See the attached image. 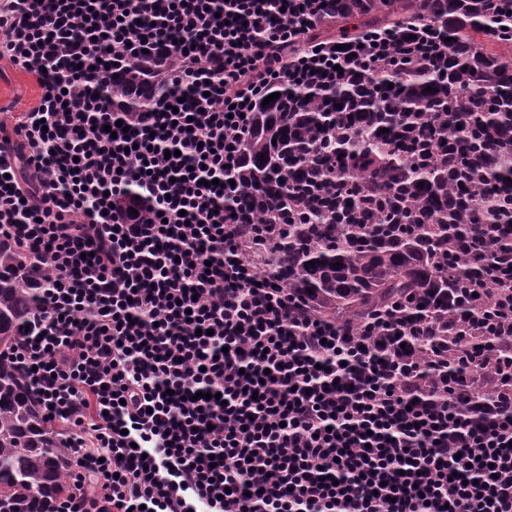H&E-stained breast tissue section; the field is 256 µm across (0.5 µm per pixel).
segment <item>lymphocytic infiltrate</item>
Returning a JSON list of instances; mask_svg holds the SVG:
<instances>
[{
    "label": "lymphocytic infiltrate",
    "instance_id": "lymphocytic-infiltrate-1",
    "mask_svg": "<svg viewBox=\"0 0 512 512\" xmlns=\"http://www.w3.org/2000/svg\"><path fill=\"white\" fill-rule=\"evenodd\" d=\"M323 0H0L39 101L0 131V237L45 272L7 356L68 448L59 512H512V331L454 375L396 311L360 333L260 273L281 235L224 200L249 116L389 33L310 39ZM170 57L152 111L116 69ZM124 131L110 135L109 126ZM152 66L133 64L112 75V100L125 106V112H146L140 97L146 98ZM117 75V78H114Z\"/></svg>",
    "mask_w": 512,
    "mask_h": 512
}]
</instances>
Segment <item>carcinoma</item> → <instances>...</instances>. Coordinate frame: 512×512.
<instances>
[{"mask_svg": "<svg viewBox=\"0 0 512 512\" xmlns=\"http://www.w3.org/2000/svg\"><path fill=\"white\" fill-rule=\"evenodd\" d=\"M335 22L341 39L433 29L442 52L272 88L279 98L252 113L233 204L245 224L286 226L277 275L320 316L358 327L396 309L446 356L455 320L484 337L512 304V278L488 276L512 263V53L474 38L512 49V0H336ZM151 74L147 63L118 72L112 100L145 111ZM38 285L36 266L0 238L1 350L27 332ZM70 489L68 449L37 394L0 366V512H58Z\"/></svg>", "mask_w": 512, "mask_h": 512, "instance_id": "1", "label": "carcinoma"}]
</instances>
